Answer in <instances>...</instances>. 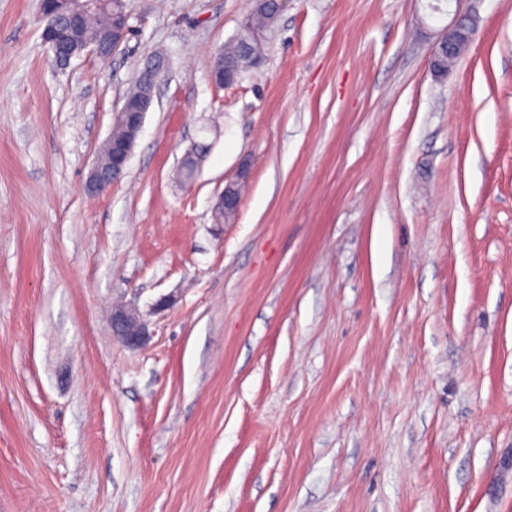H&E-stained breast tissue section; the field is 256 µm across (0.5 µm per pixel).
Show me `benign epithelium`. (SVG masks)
Returning <instances> with one entry per match:
<instances>
[{
	"label": "benign epithelium",
	"instance_id": "benign-epithelium-1",
	"mask_svg": "<svg viewBox=\"0 0 512 512\" xmlns=\"http://www.w3.org/2000/svg\"><path fill=\"white\" fill-rule=\"evenodd\" d=\"M461 2L463 0H456L458 7L455 8L448 25L440 31L435 45L431 49L430 68L433 73L439 72L437 63L439 56L448 58V67H453L468 50L478 30V13L474 9H462L459 7ZM41 17L45 21L42 31L43 41L61 65L69 63L73 56L84 51L100 59H109L127 40L131 31L130 15L124 13L112 30V37L108 43L95 42L77 48H66L59 43L54 35V28L57 24L56 16L43 13ZM152 103L153 96L151 95L137 101L123 99L121 107L114 113V116L123 120L126 134L120 139L107 137V143L111 147L112 161L110 164L104 165L101 159H96L87 177L86 186L89 192L100 194L106 191L112 185V181L123 173ZM248 170V164L242 163L236 176L225 182L224 190L216 203V213L225 217L227 213L237 211L241 182L247 178ZM112 333L129 347L140 346L150 336L147 324L141 315L136 310L124 305H117L112 309Z\"/></svg>",
	"mask_w": 512,
	"mask_h": 512
}]
</instances>
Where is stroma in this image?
Masks as SVG:
<instances>
[{
  "label": "stroma",
  "instance_id": "1",
  "mask_svg": "<svg viewBox=\"0 0 512 512\" xmlns=\"http://www.w3.org/2000/svg\"><path fill=\"white\" fill-rule=\"evenodd\" d=\"M127 3L112 59L62 67L37 0H0V512H512V0L442 82L427 0H289L224 88L253 0ZM152 103L153 93L137 101L124 97L114 117L122 118L126 130L121 124L113 121L112 131L106 140L111 147L112 161L108 165L101 162V158L104 163L108 161L107 144L104 143L100 152L101 158L99 155L88 173L86 186L89 192L100 194L106 191L112 185V181L123 173ZM112 136L124 137L113 139ZM248 170V164L243 162L235 178L225 182L224 190L221 192L215 207L217 215L220 214L226 219L227 212L236 213L240 201L241 182L247 178ZM112 333L129 347L140 346L150 336L141 315L125 305L112 309Z\"/></svg>",
  "mask_w": 512,
  "mask_h": 512
}]
</instances>
